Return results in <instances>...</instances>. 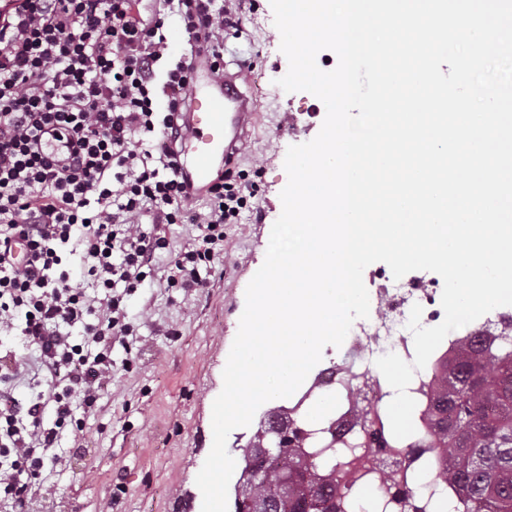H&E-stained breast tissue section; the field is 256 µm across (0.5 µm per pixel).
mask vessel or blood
Masks as SVG:
<instances>
[{
    "mask_svg": "<svg viewBox=\"0 0 512 512\" xmlns=\"http://www.w3.org/2000/svg\"><path fill=\"white\" fill-rule=\"evenodd\" d=\"M240 73L209 77L207 97L192 96L179 164L191 184L205 187L216 168L230 166L255 124V105L239 87Z\"/></svg>",
    "mask_w": 512,
    "mask_h": 512,
    "instance_id": "vessel-or-blood-1",
    "label": "vessel or blood"
}]
</instances>
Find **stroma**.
<instances>
[{
    "label": "stroma",
    "mask_w": 512,
    "mask_h": 512,
    "mask_svg": "<svg viewBox=\"0 0 512 512\" xmlns=\"http://www.w3.org/2000/svg\"><path fill=\"white\" fill-rule=\"evenodd\" d=\"M236 35L224 39V67L244 69L242 91L256 104L257 122L236 170L254 176L258 208L226 225L227 254L216 263L209 288L190 294L159 287L129 300L137 341L116 349L118 370L98 412L85 415L81 449L63 437L65 466L46 470V512H201L195 483L213 443L212 405L245 307L248 283L262 266L271 229L282 213L289 146L312 140L325 119L323 102L305 91L285 92L288 70L270 0H243ZM291 114L296 129L283 126Z\"/></svg>",
    "instance_id": "stroma-1"
}]
</instances>
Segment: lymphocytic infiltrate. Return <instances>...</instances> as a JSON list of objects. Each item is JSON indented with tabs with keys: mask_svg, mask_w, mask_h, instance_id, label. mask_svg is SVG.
<instances>
[{
	"mask_svg": "<svg viewBox=\"0 0 512 512\" xmlns=\"http://www.w3.org/2000/svg\"><path fill=\"white\" fill-rule=\"evenodd\" d=\"M140 2L10 0L0 11V332L19 331L32 351L0 350V512H30L63 434L80 443L75 406L100 409L115 346H132L129 298L159 277L207 287L225 225L255 197L219 177L204 211L189 210L176 166L190 61L205 55L223 72L237 0H163L148 18ZM170 14L189 36L172 63ZM51 133L69 142L67 164L45 149ZM187 223L192 247L158 268L167 225ZM74 256L86 287L73 284Z\"/></svg>",
	"mask_w": 512,
	"mask_h": 512,
	"instance_id": "obj_1",
	"label": "lymphocytic infiltrate"
}]
</instances>
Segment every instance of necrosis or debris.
<instances>
[{"label": "necrosis or debris", "instance_id": "1", "mask_svg": "<svg viewBox=\"0 0 512 512\" xmlns=\"http://www.w3.org/2000/svg\"><path fill=\"white\" fill-rule=\"evenodd\" d=\"M437 290L438 284L431 278L397 281L386 272H378L368 290L370 316L355 320L345 339L349 361L321 369L288 399V419L292 422L311 403L331 401L330 429L337 444L357 439L364 443L363 448L347 453L346 466L336 475L337 488L368 487L374 490L376 500L387 501L388 512H403L394 495L400 490L416 491L414 477L420 472L428 474L427 485L436 496L447 500L448 512H462L455 487L440 476L439 455L414 454L390 433L384 403L387 393L372 372L376 359L390 352L413 362L409 313L418 304L423 309V326L438 321L442 311L436 305Z\"/></svg>", "mask_w": 512, "mask_h": 512}]
</instances>
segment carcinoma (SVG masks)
<instances>
[{"label":"carcinoma","mask_w":512,"mask_h":512,"mask_svg":"<svg viewBox=\"0 0 512 512\" xmlns=\"http://www.w3.org/2000/svg\"><path fill=\"white\" fill-rule=\"evenodd\" d=\"M497 340L470 334L455 359H442L431 427L412 441L424 453L445 455L446 476L474 512H512V335ZM311 445L295 428L268 457L245 449L246 496L274 512H348L351 504L320 478L324 465L336 472V458L306 461L299 449Z\"/></svg>","instance_id":"carcinoma-1"}]
</instances>
